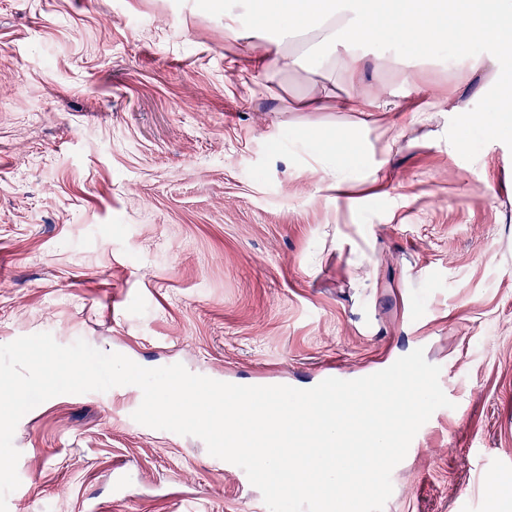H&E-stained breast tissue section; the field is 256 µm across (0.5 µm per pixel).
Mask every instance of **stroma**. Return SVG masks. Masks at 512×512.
Segmentation results:
<instances>
[{"label": "stroma", "mask_w": 512, "mask_h": 512, "mask_svg": "<svg viewBox=\"0 0 512 512\" xmlns=\"http://www.w3.org/2000/svg\"><path fill=\"white\" fill-rule=\"evenodd\" d=\"M219 0H0V345L40 332L156 368L316 386L423 348L454 409L393 469L384 512L512 502V85L434 41L258 72ZM351 94L361 112L296 111ZM392 102L370 112L375 96ZM485 120L470 124L468 111ZM322 130L347 156L327 186ZM133 385L62 394L13 438L8 512H268L203 440L129 418ZM326 170L328 176V188L336 190V193L351 182L349 167L337 154L333 157L332 152H327L325 156Z\"/></svg>", "instance_id": "35a3bbf8"}]
</instances>
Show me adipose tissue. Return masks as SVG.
Wrapping results in <instances>:
<instances>
[{"mask_svg":"<svg viewBox=\"0 0 512 512\" xmlns=\"http://www.w3.org/2000/svg\"><path fill=\"white\" fill-rule=\"evenodd\" d=\"M472 18V31L495 45L492 59L475 58L468 66L474 71H499L501 60L512 57V0H250L248 12L225 13L224 28L236 37L267 34L263 56L257 67L272 62L284 69L301 66L299 55L289 51L294 33H315L321 54L314 70L325 63L337 65L347 81H354L364 65L361 46L373 40L391 39L407 44L420 34L434 41L453 39L455 15Z\"/></svg>","mask_w":512,"mask_h":512,"instance_id":"adipose-tissue-1","label":"adipose tissue"}]
</instances>
